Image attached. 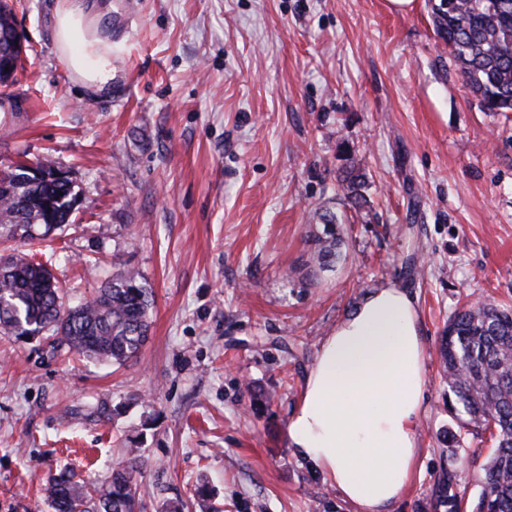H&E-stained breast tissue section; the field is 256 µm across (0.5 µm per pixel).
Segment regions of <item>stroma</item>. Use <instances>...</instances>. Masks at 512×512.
I'll list each match as a JSON object with an SVG mask.
<instances>
[{
	"label": "stroma",
	"mask_w": 512,
	"mask_h": 512,
	"mask_svg": "<svg viewBox=\"0 0 512 512\" xmlns=\"http://www.w3.org/2000/svg\"><path fill=\"white\" fill-rule=\"evenodd\" d=\"M112 91L74 84L55 0H16L24 110L0 112V170L49 161L78 206L41 246L65 305L137 269L155 308L140 356L67 359L0 336V512H50L49 475L102 484L140 449V512H352L288 446L316 352L374 288L418 304L420 459L393 512L473 502L494 442L462 434L438 347L449 318L512 306V118L485 112L438 39L430 0H112ZM369 214L338 189L342 146ZM336 214L331 267L306 261ZM113 408L100 419V404ZM462 443L449 447L447 433Z\"/></svg>",
	"instance_id": "1"
}]
</instances>
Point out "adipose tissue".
<instances>
[{
    "instance_id": "ef3b65f1",
    "label": "adipose tissue",
    "mask_w": 512,
    "mask_h": 512,
    "mask_svg": "<svg viewBox=\"0 0 512 512\" xmlns=\"http://www.w3.org/2000/svg\"><path fill=\"white\" fill-rule=\"evenodd\" d=\"M110 0H58L55 45L72 79L112 87ZM426 349L415 299L387 285L366 293L321 343L288 441L355 512H390L416 469Z\"/></svg>"
}]
</instances>
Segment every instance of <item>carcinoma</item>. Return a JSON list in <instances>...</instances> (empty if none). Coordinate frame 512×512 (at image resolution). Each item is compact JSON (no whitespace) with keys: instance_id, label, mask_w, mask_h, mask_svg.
Segmentation results:
<instances>
[{"instance_id":"obj_1","label":"carcinoma","mask_w":512,"mask_h":512,"mask_svg":"<svg viewBox=\"0 0 512 512\" xmlns=\"http://www.w3.org/2000/svg\"><path fill=\"white\" fill-rule=\"evenodd\" d=\"M437 35L448 46L465 86L488 112H512V0H438L432 5ZM340 186L357 210L369 207L366 175L354 163ZM78 203L70 177H35L11 194L0 193V237L45 240L69 223ZM324 234L310 262L318 269L338 258L336 215L316 211ZM154 306L139 271L126 268L91 299L65 310L48 266L20 251L0 258V335L16 341L46 339L52 348L123 365L139 357ZM440 357L449 405L462 427L490 432L495 449L476 475L479 494L471 512H512V309L493 301L454 315L442 336ZM140 449L90 494L63 470L49 478L54 512H137Z\"/></svg>"}]
</instances>
